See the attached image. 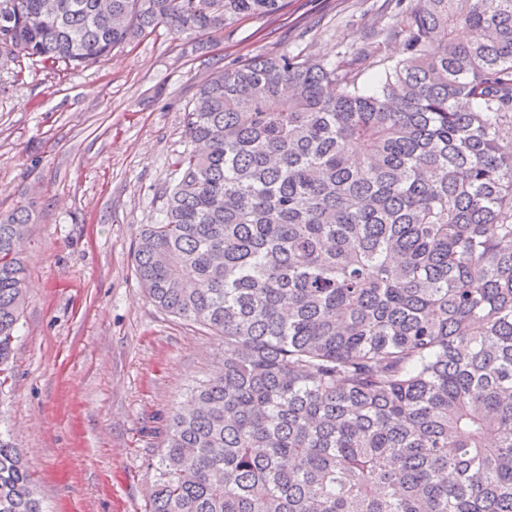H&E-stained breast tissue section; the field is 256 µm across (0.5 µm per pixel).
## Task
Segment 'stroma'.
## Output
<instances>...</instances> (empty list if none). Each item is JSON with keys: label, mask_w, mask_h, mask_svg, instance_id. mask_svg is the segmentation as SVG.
Listing matches in <instances>:
<instances>
[{"label": "stroma", "mask_w": 512, "mask_h": 512, "mask_svg": "<svg viewBox=\"0 0 512 512\" xmlns=\"http://www.w3.org/2000/svg\"><path fill=\"white\" fill-rule=\"evenodd\" d=\"M396 13L393 0H285L203 35L158 29L68 74L0 68V213L32 214L0 430L47 512H148L173 411L222 368L223 337L155 307L133 259L199 87L254 57L361 50L374 89L377 59L403 52L385 36Z\"/></svg>", "instance_id": "35a3bbf8"}]
</instances>
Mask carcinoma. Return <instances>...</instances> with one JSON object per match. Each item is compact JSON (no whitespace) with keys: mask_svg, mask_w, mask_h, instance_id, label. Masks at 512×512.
<instances>
[{"mask_svg":"<svg viewBox=\"0 0 512 512\" xmlns=\"http://www.w3.org/2000/svg\"><path fill=\"white\" fill-rule=\"evenodd\" d=\"M404 51L204 84L143 226L153 304L224 335L149 512H512V0H397ZM283 0H0V54L87 68ZM464 27L469 37H457ZM31 215L0 217V386ZM0 512H45L0 436Z\"/></svg>","mask_w":512,"mask_h":512,"instance_id":"1","label":"carcinoma"}]
</instances>
